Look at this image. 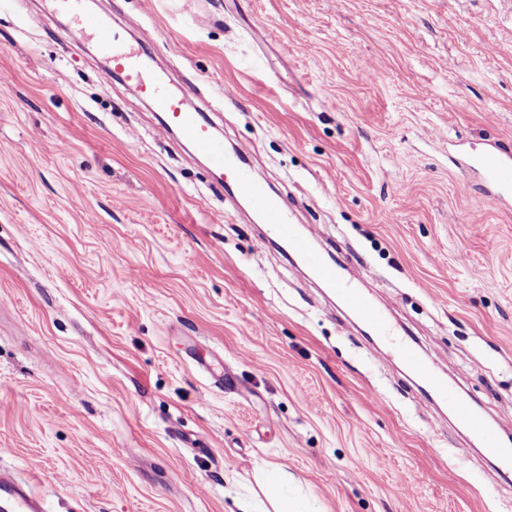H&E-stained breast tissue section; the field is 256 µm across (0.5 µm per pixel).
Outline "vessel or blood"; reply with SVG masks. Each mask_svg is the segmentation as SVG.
Wrapping results in <instances>:
<instances>
[{"mask_svg":"<svg viewBox=\"0 0 512 512\" xmlns=\"http://www.w3.org/2000/svg\"><path fill=\"white\" fill-rule=\"evenodd\" d=\"M56 2L73 17L69 38L77 44L95 41L108 56V73L135 86L152 101L158 112L163 113L164 120L157 129L158 134L164 137L172 131H179L221 173V186L226 195L243 198L253 213L262 219L265 225L262 244L284 245L304 259L311 275L323 288L335 293L376 335L387 337L390 348L380 353V361L398 356L413 372L427 373V366L419 361L416 354L404 343L393 339L390 323L363 288V272L352 267L347 274H337L335 267L326 264L313 249L311 237L296 234L292 206L275 197L269 187L254 177L249 162L252 154L250 145L226 148L223 140L212 133L204 111L187 109L183 95L161 83L147 63L148 41L141 39L136 44L125 45L119 41L110 24L82 13L81 0ZM467 164L480 175L485 185L480 196L484 208L498 210L512 205V152L491 145L474 151ZM433 390L443 399L460 426L482 431L483 425L478 416L469 406L455 399L447 384L435 381ZM0 512H45L44 502L30 481L0 470Z\"/></svg>","mask_w":512,"mask_h":512,"instance_id":"vessel-or-blood-1","label":"vessel or blood"}]
</instances>
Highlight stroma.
<instances>
[{
    "label": "stroma",
    "instance_id": "35a3bbf8",
    "mask_svg": "<svg viewBox=\"0 0 512 512\" xmlns=\"http://www.w3.org/2000/svg\"><path fill=\"white\" fill-rule=\"evenodd\" d=\"M203 93L452 392L512 417V0H89ZM48 0H0V468L47 512H512L480 443L273 246ZM235 90L225 100L224 87ZM467 165L476 171L484 185L480 204L486 209H503L512 201V154L496 145L474 151ZM285 478V473L280 468H274L267 478L265 484L266 496L272 506L273 512H305V509L301 506L289 507L287 503H283L273 493L274 486L277 482Z\"/></svg>",
    "mask_w": 512,
    "mask_h": 512
}]
</instances>
